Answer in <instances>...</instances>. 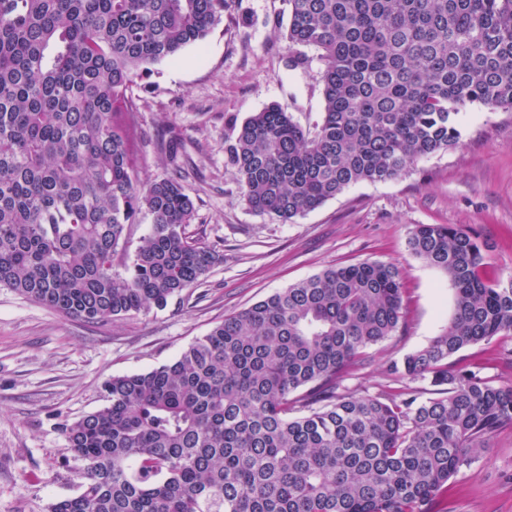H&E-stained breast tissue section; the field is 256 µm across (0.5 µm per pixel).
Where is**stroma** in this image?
<instances>
[{
	"label": "stroma",
	"mask_w": 512,
	"mask_h": 512,
	"mask_svg": "<svg viewBox=\"0 0 512 512\" xmlns=\"http://www.w3.org/2000/svg\"><path fill=\"white\" fill-rule=\"evenodd\" d=\"M283 0H227L198 46L154 66L133 90L136 159L147 181L179 177L194 203L187 228L224 260L162 309L103 325L67 319L0 288V512H45L77 491L83 464L62 425L105 404V382L172 361L193 340L289 285L334 265L371 259L404 273L403 320L367 351L341 391L376 393L386 364L426 346L454 307L446 277L415 257L418 224H456L488 242L487 272L512 275V112L479 105L459 114L461 143L412 165L398 179L362 182L320 208L281 223L243 201L224 154L228 119L276 103L307 129L323 110V63L305 50L288 65L278 36ZM489 380L512 382V338L460 352ZM438 512H512V427L499 431L448 483Z\"/></svg>",
	"instance_id": "obj_1"
}]
</instances>
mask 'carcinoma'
Listing matches in <instances>:
<instances>
[{"label":"carcinoma","instance_id":"1","mask_svg":"<svg viewBox=\"0 0 512 512\" xmlns=\"http://www.w3.org/2000/svg\"><path fill=\"white\" fill-rule=\"evenodd\" d=\"M286 49L321 51V123L271 104L224 140L242 199L282 223L461 143L460 111H512V0H284ZM225 0H0V288L106 324L164 308L223 261L185 233L177 178L136 170L132 90L202 44ZM152 218L124 271L125 228ZM411 252L454 291L448 325L387 363L422 399L340 393L399 330L401 269L331 266L216 324L172 361L114 376L107 404L62 430L83 462L48 512H435L448 481L512 427V383L459 352L512 332V276L489 244L417 224Z\"/></svg>","mask_w":512,"mask_h":512}]
</instances>
